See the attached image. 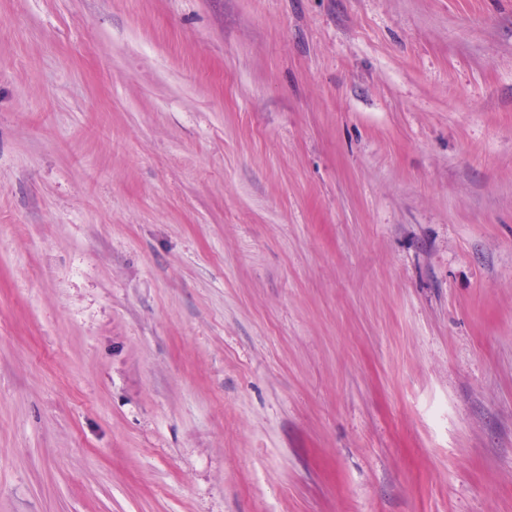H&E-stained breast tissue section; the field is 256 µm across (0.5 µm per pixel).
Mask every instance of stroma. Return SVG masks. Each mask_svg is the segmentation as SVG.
Listing matches in <instances>:
<instances>
[{"mask_svg":"<svg viewBox=\"0 0 512 512\" xmlns=\"http://www.w3.org/2000/svg\"><path fill=\"white\" fill-rule=\"evenodd\" d=\"M0 512H512V0H0Z\"/></svg>","mask_w":512,"mask_h":512,"instance_id":"stroma-1","label":"stroma"}]
</instances>
